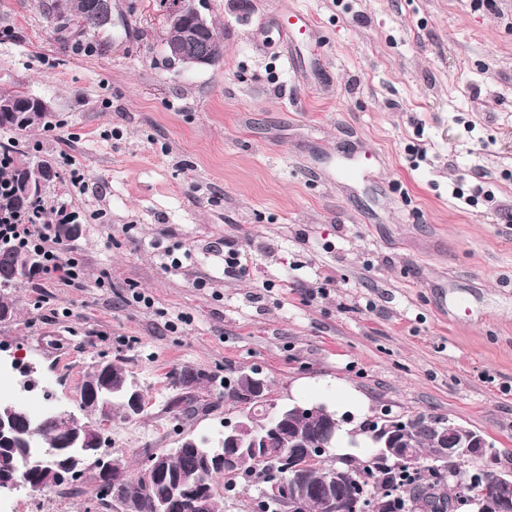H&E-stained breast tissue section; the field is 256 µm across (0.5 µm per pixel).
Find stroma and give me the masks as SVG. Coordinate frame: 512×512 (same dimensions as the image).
Here are the masks:
<instances>
[{
    "instance_id": "obj_1",
    "label": "stroma",
    "mask_w": 512,
    "mask_h": 512,
    "mask_svg": "<svg viewBox=\"0 0 512 512\" xmlns=\"http://www.w3.org/2000/svg\"><path fill=\"white\" fill-rule=\"evenodd\" d=\"M98 45L58 43L41 0H0V93L53 108L0 131L52 159L44 223L67 200L81 270L32 277L0 322V375L50 382L83 417L92 366L122 363L136 418L102 425L129 474L239 420L224 385L257 371L280 404L360 393L361 425L425 413L512 470V0H196L224 35L214 66H171L155 0H116ZM298 9L297 68L268 15ZM323 45L324 67L312 48ZM242 254L236 273L224 252ZM150 296L152 306L133 300ZM203 374L179 383L180 372ZM177 394L198 410L172 411ZM119 512L96 469L0 497V512Z\"/></svg>"
}]
</instances>
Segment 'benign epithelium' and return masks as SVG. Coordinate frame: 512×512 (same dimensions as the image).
Listing matches in <instances>:
<instances>
[{"mask_svg":"<svg viewBox=\"0 0 512 512\" xmlns=\"http://www.w3.org/2000/svg\"><path fill=\"white\" fill-rule=\"evenodd\" d=\"M163 16L166 30L180 31V36L175 40L165 38L168 55L176 58L185 67L211 65L208 61V50L199 44L197 36L198 29L207 25L208 21L194 8V0H178L173 8L163 12ZM36 102L38 111L26 112L19 117L22 125H39L51 112V106L46 101L38 98ZM97 368L99 381L83 386V408L100 422L106 423L112 417V398L118 395L130 414H138L144 402V394L136 382L114 385L113 377L123 378L125 374L119 373L118 367L110 361L98 362ZM265 388V379L251 377V391L263 409L246 412L233 427L225 430L219 441V449L203 448L201 442L194 437L181 439L182 445L195 449L200 456L201 472L205 473L213 466L231 467L241 454L251 453L260 457L262 448L273 439L286 437L288 453L283 457L285 466L282 467V473L273 472L264 481V495L282 499L291 512L312 497L323 499L325 512H375L376 505L367 497L365 488H360L359 493L352 495L342 492L348 483L345 475L336 474L328 484L320 482L316 476L320 467L308 463L315 449L308 447L303 435L288 431V419L295 415L310 422L318 433L321 446L324 447L336 440V413L324 405H281L270 408L266 403ZM251 422L262 424L267 434L260 437L254 435L249 430ZM66 432L65 438L45 450L53 458L50 468L42 470L32 478H0V491H12L19 486L43 489L60 480L77 477L84 461L94 457L101 467L99 493L103 497L112 496V484L121 480L123 471L112 468V461L103 452L100 431L81 430L71 426ZM370 433L378 453L394 459L398 464H414L423 458L441 465L457 463L464 459L481 457L485 448L489 447V443L480 433L451 421L431 428L428 448L423 453L415 443L417 428L411 420L381 417L373 422ZM39 435V425L32 420L20 402L9 398L0 400L1 445H9L19 437L30 446L38 441ZM141 475L153 481L167 476L164 457L154 454L148 456L142 464ZM449 476L448 483L455 489L457 502L474 504L477 512H512V472H468L456 469ZM174 483L179 492L194 497L196 512H212L210 495L200 487V482L184 481L177 477Z\"/></svg>","mask_w":512,"mask_h":512,"instance_id":"7a95c632","label":"benign epithelium"}]
</instances>
